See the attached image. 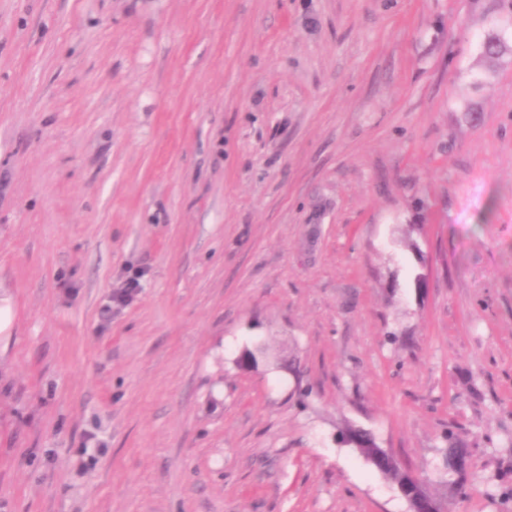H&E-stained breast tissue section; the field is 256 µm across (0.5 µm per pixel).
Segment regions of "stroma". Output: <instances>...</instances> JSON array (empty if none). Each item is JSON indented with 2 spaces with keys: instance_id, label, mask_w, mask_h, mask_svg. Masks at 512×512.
<instances>
[{
  "instance_id": "stroma-1",
  "label": "stroma",
  "mask_w": 512,
  "mask_h": 512,
  "mask_svg": "<svg viewBox=\"0 0 512 512\" xmlns=\"http://www.w3.org/2000/svg\"><path fill=\"white\" fill-rule=\"evenodd\" d=\"M511 17L0 0V512H512Z\"/></svg>"
}]
</instances>
